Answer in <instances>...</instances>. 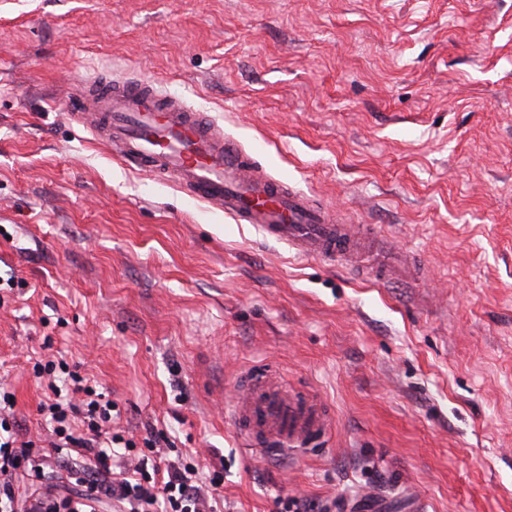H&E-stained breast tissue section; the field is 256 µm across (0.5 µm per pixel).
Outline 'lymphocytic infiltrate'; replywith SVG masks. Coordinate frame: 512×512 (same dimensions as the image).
I'll use <instances>...</instances> for the list:
<instances>
[{
	"label": "lymphocytic infiltrate",
	"instance_id": "obj_1",
	"mask_svg": "<svg viewBox=\"0 0 512 512\" xmlns=\"http://www.w3.org/2000/svg\"><path fill=\"white\" fill-rule=\"evenodd\" d=\"M52 381V396L38 412L51 433V449L36 451L15 420V397L0 386V512H218L223 469L200 471L190 462H166V437L147 428L142 440L113 431L116 403L61 359L36 363ZM68 473L67 485L55 481ZM30 490L16 496L15 483Z\"/></svg>",
	"mask_w": 512,
	"mask_h": 512
}]
</instances>
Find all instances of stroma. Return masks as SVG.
<instances>
[{
	"label": "stroma",
	"mask_w": 512,
	"mask_h": 512,
	"mask_svg": "<svg viewBox=\"0 0 512 512\" xmlns=\"http://www.w3.org/2000/svg\"><path fill=\"white\" fill-rule=\"evenodd\" d=\"M153 80L257 164L408 253L380 282L126 168L72 122L89 73ZM0 381L28 438L63 354L201 467L224 512H512V0H0ZM328 434L242 448L251 369Z\"/></svg>",
	"instance_id": "1"
}]
</instances>
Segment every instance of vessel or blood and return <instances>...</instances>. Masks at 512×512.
I'll list each match as a JSON object with an SVG mask.
<instances>
[{"label":"vessel or blood","mask_w":512,"mask_h":512,"mask_svg":"<svg viewBox=\"0 0 512 512\" xmlns=\"http://www.w3.org/2000/svg\"><path fill=\"white\" fill-rule=\"evenodd\" d=\"M68 110L131 170L175 179L199 201L255 225L263 238L287 244L298 257L347 265L361 259L381 281L407 268L405 258L389 263L370 253L369 234L332 220L310 196L258 172L221 126L159 85L96 77L70 97ZM233 418L244 448L281 457L307 451L330 428L317 395L286 390L264 369L246 377Z\"/></svg>","instance_id":"b4317fda"}]
</instances>
